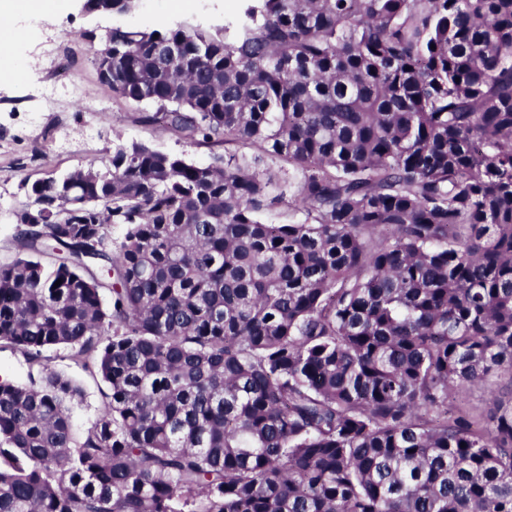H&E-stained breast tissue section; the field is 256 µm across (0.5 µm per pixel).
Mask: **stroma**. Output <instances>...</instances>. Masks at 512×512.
Segmentation results:
<instances>
[{"label":"stroma","instance_id":"35a3bbf8","mask_svg":"<svg viewBox=\"0 0 512 512\" xmlns=\"http://www.w3.org/2000/svg\"><path fill=\"white\" fill-rule=\"evenodd\" d=\"M24 3L0 21L9 48L0 59V263L19 250L16 214L28 201V187L111 155L116 142H143L200 165L227 151L253 154V147L238 143L190 145L159 125L140 122L142 105L101 83L88 39L116 24L165 29L176 23L206 28L220 38L225 27L241 21L242 0H141L133 13L118 19L85 13L79 0H69L62 10L48 0ZM50 363L83 388L84 399L72 416L75 427L84 429L102 403L100 380L64 351H51Z\"/></svg>","mask_w":512,"mask_h":512}]
</instances>
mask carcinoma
<instances>
[{
  "label": "carcinoma",
  "mask_w": 512,
  "mask_h": 512,
  "mask_svg": "<svg viewBox=\"0 0 512 512\" xmlns=\"http://www.w3.org/2000/svg\"><path fill=\"white\" fill-rule=\"evenodd\" d=\"M244 16L112 27L109 86L256 153L118 142L28 189L0 512H512V0ZM53 349L104 385L81 432ZM29 367L24 357L11 349H0V380L28 382Z\"/></svg>",
  "instance_id": "cac0c4a2"
}]
</instances>
